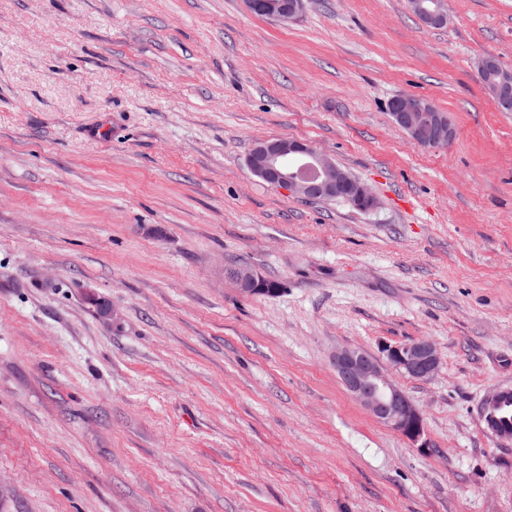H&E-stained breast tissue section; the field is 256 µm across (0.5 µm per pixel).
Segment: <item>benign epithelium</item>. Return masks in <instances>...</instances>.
Listing matches in <instances>:
<instances>
[{
	"mask_svg": "<svg viewBox=\"0 0 512 512\" xmlns=\"http://www.w3.org/2000/svg\"><path fill=\"white\" fill-rule=\"evenodd\" d=\"M307 0H247L253 13L281 23L295 20ZM412 10L422 25L429 28L449 22L446 0H411ZM480 70L490 73L492 95L501 110L512 107V78L490 71L479 61ZM389 115L410 140L424 149H438L447 144L455 130L448 113L438 110L428 100L401 95L389 103ZM251 172L263 181L306 199L348 200L361 210L373 208L376 197L371 188L339 167L332 157L312 145L289 138H275L257 143L247 157ZM240 291L255 295L259 275L250 267H239L228 274ZM385 360L358 348L336 349L331 364L341 383L378 422L398 432L423 451L431 448L422 412L396 383L397 372L415 380H430L440 370L441 359L435 345L420 339L403 344H384ZM512 397V388H499L483 399L480 418L496 438L512 441V432L502 427L499 409Z\"/></svg>",
	"mask_w": 512,
	"mask_h": 512,
	"instance_id": "7a95c632",
	"label": "benign epithelium"
}]
</instances>
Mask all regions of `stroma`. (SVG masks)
I'll return each mask as SVG.
<instances>
[{
  "instance_id": "35a3bbf8",
  "label": "stroma",
  "mask_w": 512,
  "mask_h": 512,
  "mask_svg": "<svg viewBox=\"0 0 512 512\" xmlns=\"http://www.w3.org/2000/svg\"><path fill=\"white\" fill-rule=\"evenodd\" d=\"M0 0V512H512V0ZM455 127L416 146L388 113ZM314 145L362 211L250 171ZM250 264L277 282L242 294ZM99 297L121 314L98 315ZM431 340L397 384L432 452L377 422L340 347ZM246 2L251 12L281 23H288L301 14L307 0H247ZM412 10L423 26L436 28L449 22L446 0H411ZM480 70L488 73L491 71L489 64L485 60L479 61ZM490 87L493 98L497 102L499 108L504 111L512 106V78L499 77V71H491ZM389 115L410 140L424 149H438L447 144L455 130L448 113L441 112L428 100L401 95L389 103ZM511 397L512 388H499L485 396L480 406V418L487 431L496 438L505 441H512V432L502 427L499 409Z\"/></svg>"
}]
</instances>
